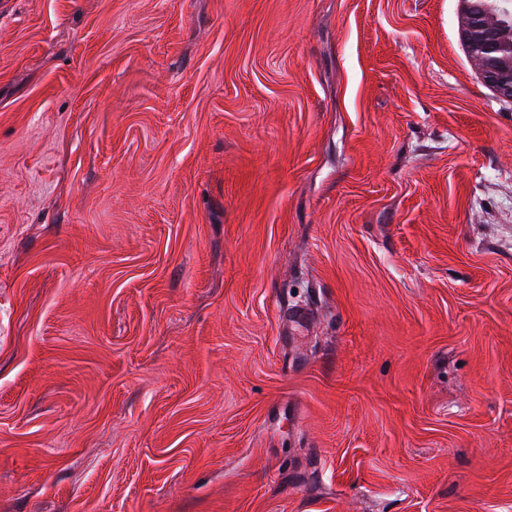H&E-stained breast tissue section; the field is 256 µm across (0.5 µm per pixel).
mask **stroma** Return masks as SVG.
<instances>
[{"instance_id": "stroma-1", "label": "stroma", "mask_w": 512, "mask_h": 512, "mask_svg": "<svg viewBox=\"0 0 512 512\" xmlns=\"http://www.w3.org/2000/svg\"><path fill=\"white\" fill-rule=\"evenodd\" d=\"M461 9L0 0V512H512Z\"/></svg>"}]
</instances>
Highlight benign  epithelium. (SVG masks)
I'll return each mask as SVG.
<instances>
[{
    "label": "benign epithelium",
    "mask_w": 512,
    "mask_h": 512,
    "mask_svg": "<svg viewBox=\"0 0 512 512\" xmlns=\"http://www.w3.org/2000/svg\"><path fill=\"white\" fill-rule=\"evenodd\" d=\"M463 21L458 38L468 52L482 82L498 98L512 101V43L502 40L501 15L507 7L495 12L486 0H461Z\"/></svg>",
    "instance_id": "1"
}]
</instances>
